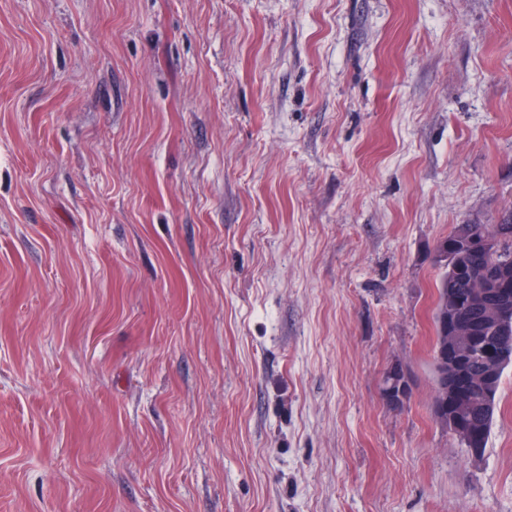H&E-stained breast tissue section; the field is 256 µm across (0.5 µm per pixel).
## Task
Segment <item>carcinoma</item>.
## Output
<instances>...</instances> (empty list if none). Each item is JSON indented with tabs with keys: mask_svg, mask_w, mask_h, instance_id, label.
Returning <instances> with one entry per match:
<instances>
[{
	"mask_svg": "<svg viewBox=\"0 0 512 512\" xmlns=\"http://www.w3.org/2000/svg\"><path fill=\"white\" fill-rule=\"evenodd\" d=\"M462 228L472 237L499 238V248L494 252L484 253L477 250L469 251L462 244L456 250V255L457 262L465 266L464 275L460 276L454 268L444 266L437 285L438 303L434 312V322L438 331L441 330L439 312L442 305L448 301V289L454 288L466 298L479 291L485 282L505 271L512 277V211L508 212L507 218L499 224H458L448 235V241H456ZM465 316L469 322L479 327L482 335L496 336L502 344L503 357L498 363H490L489 358L482 354L479 344L476 343L470 347L463 366L464 373L475 382L474 403L462 414L468 431L457 437V440L466 448L484 449L491 434L496 397L503 373L512 365V326L503 331L493 325H483L481 318L484 311L478 302L466 307Z\"/></svg>",
	"mask_w": 512,
	"mask_h": 512,
	"instance_id": "cac0c4a2",
	"label": "carcinoma"
}]
</instances>
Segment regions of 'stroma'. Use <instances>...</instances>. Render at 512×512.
Instances as JSON below:
<instances>
[{
  "mask_svg": "<svg viewBox=\"0 0 512 512\" xmlns=\"http://www.w3.org/2000/svg\"><path fill=\"white\" fill-rule=\"evenodd\" d=\"M510 209L512 0H0V512H512V367L432 411ZM462 228L466 229L470 237L482 239H465L464 243L470 245L474 249L473 251H468L463 243L456 250L457 262L466 268L464 275L459 276L454 268L447 264L443 266L444 271L437 285L438 303L434 312V322L437 336H440L441 327L443 336H441V347L437 352L436 360V375L440 377V382L436 381L434 397L438 396L439 390L440 393L436 404L435 420L441 427L448 430V418H453L458 414L455 409L448 408L447 403L448 387L454 380V373L449 370H456L467 355L466 350L457 347L458 340L465 337L466 342L475 343L483 336H498L504 353L499 363L491 364L489 358L482 354L480 343H476L470 347L469 355L462 368L464 373L475 382L476 387L473 391V405L462 414L469 430L463 436H454L465 448L471 449L472 456H479L484 452L491 434L496 411V397L503 373L512 364V326H508V329L504 331L493 325L484 326L480 321L484 316L480 303H471L466 307L464 314L470 323L479 327L482 334L479 336L480 333L476 326L463 323L459 318V310L465 300L463 298H454L452 303L443 309L441 327L439 312L442 305L448 301V288H455L461 296L468 298L471 293L479 291L484 282L503 273L504 270H507L511 278L510 286L508 288H491L502 279L500 278L488 285L490 290L485 292L482 297L497 298L507 294L508 289H512V211L508 212L507 218L500 224H458L446 239L450 243L455 242L459 237L458 232ZM488 237H499L498 250H496L497 239ZM446 370H448L447 379ZM490 370L496 371L495 380L491 385L484 387L481 379ZM445 405V413L448 417L444 415L442 409ZM479 448H481V453ZM383 379L389 383L382 393L383 400L391 406H400L410 395V384L406 373L400 365L390 366Z\"/></svg>",
  "mask_w": 512,
  "mask_h": 512,
  "instance_id": "35a3bbf8",
  "label": "stroma"
}]
</instances>
